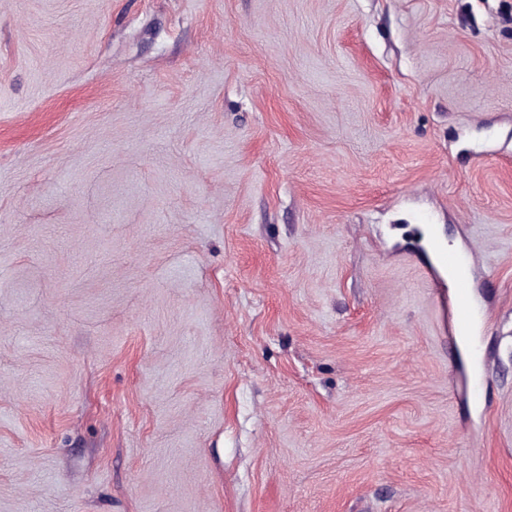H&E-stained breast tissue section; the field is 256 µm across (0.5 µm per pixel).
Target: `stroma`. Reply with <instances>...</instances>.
Here are the masks:
<instances>
[{"mask_svg": "<svg viewBox=\"0 0 512 512\" xmlns=\"http://www.w3.org/2000/svg\"><path fill=\"white\" fill-rule=\"evenodd\" d=\"M0 512H512V0H0ZM455 288L458 290L454 316L456 333L460 336H466L470 330L472 313L467 301V288H469V282L466 275L462 272L460 278L455 283Z\"/></svg>", "mask_w": 512, "mask_h": 512, "instance_id": "1", "label": "stroma"}]
</instances>
